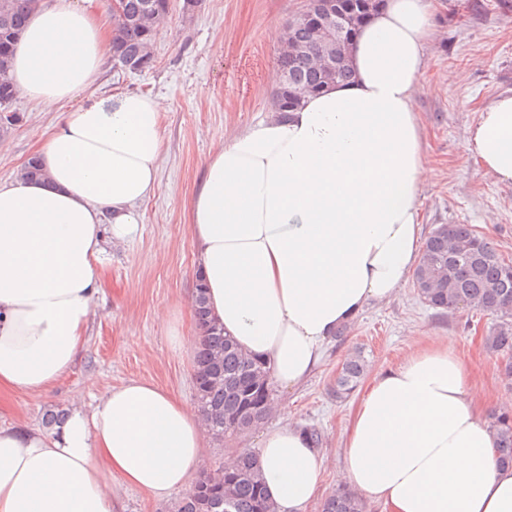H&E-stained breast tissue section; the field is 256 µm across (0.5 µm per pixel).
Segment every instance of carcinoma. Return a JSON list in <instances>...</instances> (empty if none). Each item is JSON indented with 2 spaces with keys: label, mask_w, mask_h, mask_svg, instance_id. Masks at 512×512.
Wrapping results in <instances>:
<instances>
[{
  "label": "carcinoma",
  "mask_w": 512,
  "mask_h": 512,
  "mask_svg": "<svg viewBox=\"0 0 512 512\" xmlns=\"http://www.w3.org/2000/svg\"><path fill=\"white\" fill-rule=\"evenodd\" d=\"M42 0H0V100L18 95L10 78V63L29 13ZM347 26L355 34L383 0H344ZM166 0H124L121 13L112 12V60L152 57L154 28L167 19ZM349 45L334 49L331 68L318 64L329 49L324 35L298 17L286 23L276 59L288 83H277L272 94L276 112H292L303 99L338 82L351 79ZM419 297L431 308L454 313L459 303L489 316L493 323L484 338L487 350L501 358L500 373L512 384V269L497 248L470 224H441L427 237L414 276ZM195 317L200 330L195 388L199 410L217 440L242 434L267 415L271 384L265 363L252 357L224 335L211 317L202 284L196 285ZM364 373L363 360H347L336 378V396L350 393ZM496 452L512 464V412L493 415ZM177 512H274L264 493L258 455L244 450L231 469H202ZM321 512H365L363 501L348 489H337Z\"/></svg>",
  "instance_id": "carcinoma-1"
}]
</instances>
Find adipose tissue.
I'll return each mask as SVG.
<instances>
[{"instance_id":"obj_1","label":"adipose tissue","mask_w":512,"mask_h":512,"mask_svg":"<svg viewBox=\"0 0 512 512\" xmlns=\"http://www.w3.org/2000/svg\"><path fill=\"white\" fill-rule=\"evenodd\" d=\"M107 0H45L13 55L18 91L56 110L43 178L0 182V390L39 396L69 372L102 281L105 241L138 229L154 192L166 103L85 93L111 50ZM432 0H384L350 46L353 77L230 134L187 205L195 276L241 350L300 388L337 330L392 300L421 257L426 163L415 94ZM480 168L512 185V92L468 132ZM200 412L131 381L73 407L59 434L0 424V512H121L114 485L162 500L204 461ZM324 457L301 426L261 433L275 512H305ZM337 482L382 512H512V468L452 342L416 348L367 383Z\"/></svg>"}]
</instances>
